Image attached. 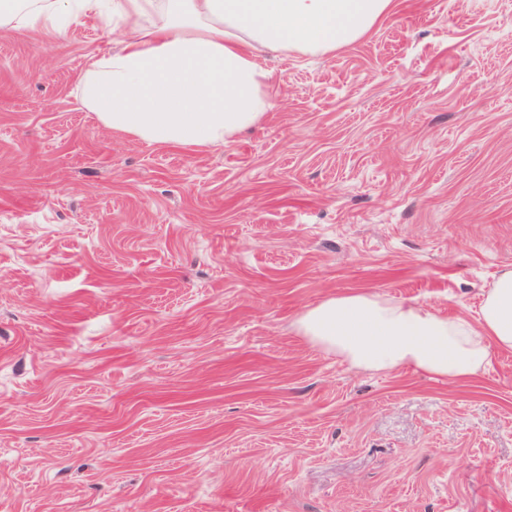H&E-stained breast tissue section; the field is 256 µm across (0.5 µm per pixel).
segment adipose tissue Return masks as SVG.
<instances>
[{"mask_svg":"<svg viewBox=\"0 0 512 512\" xmlns=\"http://www.w3.org/2000/svg\"><path fill=\"white\" fill-rule=\"evenodd\" d=\"M394 0H0V29L64 35L94 17L117 36L79 79L81 104L107 128L157 145L224 146L273 107L267 53L327 54L368 34ZM351 368H406L468 380L492 350H512V266L495 275L476 317L359 291L322 300L294 322Z\"/></svg>","mask_w":512,"mask_h":512,"instance_id":"1","label":"adipose tissue"}]
</instances>
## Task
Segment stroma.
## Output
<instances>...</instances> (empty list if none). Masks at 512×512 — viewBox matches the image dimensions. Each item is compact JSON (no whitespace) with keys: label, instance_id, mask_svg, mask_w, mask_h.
I'll list each match as a JSON object with an SVG mask.
<instances>
[{"label":"stroma","instance_id":"1","mask_svg":"<svg viewBox=\"0 0 512 512\" xmlns=\"http://www.w3.org/2000/svg\"><path fill=\"white\" fill-rule=\"evenodd\" d=\"M396 2L199 150L82 106L95 19L0 30V512H512V351L436 381L293 327L472 316L512 265V0Z\"/></svg>","mask_w":512,"mask_h":512}]
</instances>
